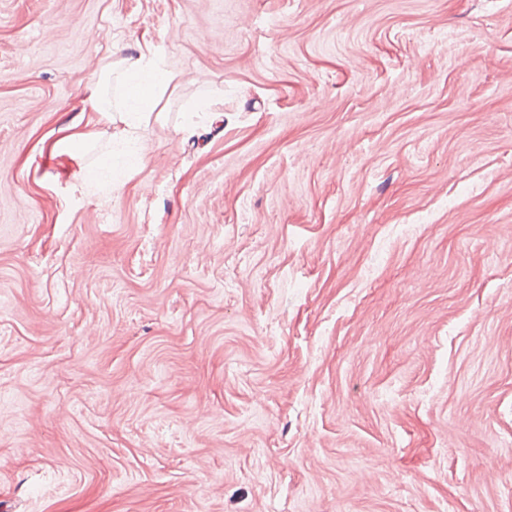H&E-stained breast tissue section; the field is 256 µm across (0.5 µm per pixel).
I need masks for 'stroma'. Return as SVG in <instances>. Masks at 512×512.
Returning <instances> with one entry per match:
<instances>
[{
    "mask_svg": "<svg viewBox=\"0 0 512 512\" xmlns=\"http://www.w3.org/2000/svg\"><path fill=\"white\" fill-rule=\"evenodd\" d=\"M0 512H512V0H0ZM124 70L117 77L124 89L123 109L119 119L123 127L108 135L110 149L103 154L91 180L109 186L112 190L121 188L113 177L119 160L123 163L142 164L144 158V130L148 127L153 112L164 97L174 76L167 70L163 58L152 46H146L135 59H123ZM119 149L115 152L114 147ZM113 160V163H112ZM114 74V64L109 63L102 71L100 78L95 83L94 89L88 97V107L90 112H95L102 117H106L112 125L116 123V118L112 114V100L104 99L103 87L112 85V76Z\"/></svg>",
    "mask_w": 512,
    "mask_h": 512,
    "instance_id": "35a3bbf8",
    "label": "stroma"
}]
</instances>
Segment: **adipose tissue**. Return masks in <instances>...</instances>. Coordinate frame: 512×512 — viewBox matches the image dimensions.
I'll return each instance as SVG.
<instances>
[{
  "label": "adipose tissue",
  "instance_id": "ef3b65f1",
  "mask_svg": "<svg viewBox=\"0 0 512 512\" xmlns=\"http://www.w3.org/2000/svg\"><path fill=\"white\" fill-rule=\"evenodd\" d=\"M115 80L119 81L125 95L123 108L117 113L112 110L111 100L103 96L104 86ZM172 80V72L166 69L162 57L150 46L141 50L138 57L126 59L122 72H115L110 65L105 67L88 98V107L106 118L118 115L122 127L109 134V149L94 172V182L111 185L114 161L142 163L144 131Z\"/></svg>",
  "mask_w": 512,
  "mask_h": 512
}]
</instances>
